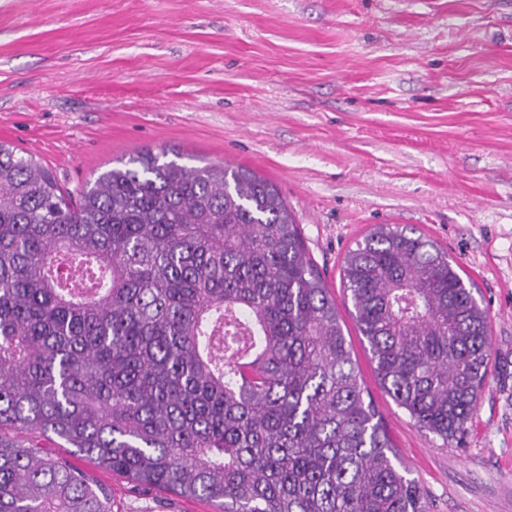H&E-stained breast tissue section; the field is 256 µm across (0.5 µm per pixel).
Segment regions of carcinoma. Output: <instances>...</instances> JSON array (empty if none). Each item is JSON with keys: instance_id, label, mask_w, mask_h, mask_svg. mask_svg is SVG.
Instances as JSON below:
<instances>
[{"instance_id": "1", "label": "carcinoma", "mask_w": 512, "mask_h": 512, "mask_svg": "<svg viewBox=\"0 0 512 512\" xmlns=\"http://www.w3.org/2000/svg\"><path fill=\"white\" fill-rule=\"evenodd\" d=\"M342 285L384 390L443 442L489 373L437 244L377 225ZM54 435L220 512H425L275 186L145 151L84 186L0 141V512H112Z\"/></svg>"}]
</instances>
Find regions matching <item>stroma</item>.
<instances>
[{
	"label": "stroma",
	"mask_w": 512,
	"mask_h": 512,
	"mask_svg": "<svg viewBox=\"0 0 512 512\" xmlns=\"http://www.w3.org/2000/svg\"><path fill=\"white\" fill-rule=\"evenodd\" d=\"M0 141L75 189L138 153L274 183L427 512H512V0H0ZM456 261L489 322L460 443L381 387L341 285L375 225ZM112 512H216L50 443Z\"/></svg>",
	"instance_id": "1"
}]
</instances>
